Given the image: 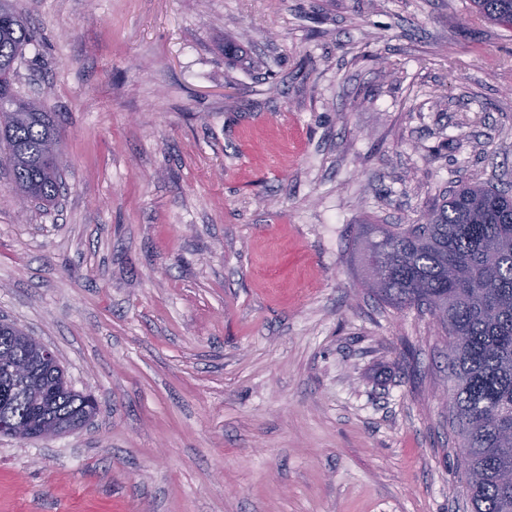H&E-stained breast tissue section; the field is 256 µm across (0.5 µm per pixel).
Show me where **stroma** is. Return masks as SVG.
Masks as SVG:
<instances>
[{"instance_id":"35a3bbf8","label":"stroma","mask_w":512,"mask_h":512,"mask_svg":"<svg viewBox=\"0 0 512 512\" xmlns=\"http://www.w3.org/2000/svg\"><path fill=\"white\" fill-rule=\"evenodd\" d=\"M17 7L64 187L0 167V319L99 411L0 436V512H471L448 341L354 248L512 186V31L470 0ZM89 404H90V406L87 409L85 414L71 420L70 422H68L66 424L53 426V429L51 431L44 432L43 435L46 437L63 436L66 434L74 433V432L84 428L92 420V418L96 415L97 410H98V405L93 398H91Z\"/></svg>"}]
</instances>
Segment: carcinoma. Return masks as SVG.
<instances>
[{"label": "carcinoma", "mask_w": 512, "mask_h": 512, "mask_svg": "<svg viewBox=\"0 0 512 512\" xmlns=\"http://www.w3.org/2000/svg\"><path fill=\"white\" fill-rule=\"evenodd\" d=\"M485 21L512 29V0H472ZM32 33L14 0H0V165L17 192L38 203L61 193V163L47 154L58 136L55 115L15 93V64ZM356 250L361 287L397 309H426L448 339V420L464 460L471 512H507L512 503V192L482 184L455 190L423 224H365ZM0 356L15 362L30 349L0 333ZM43 406L59 419L85 411L88 396L45 382ZM40 393L0 371V425L31 427Z\"/></svg>", "instance_id": "1"}]
</instances>
